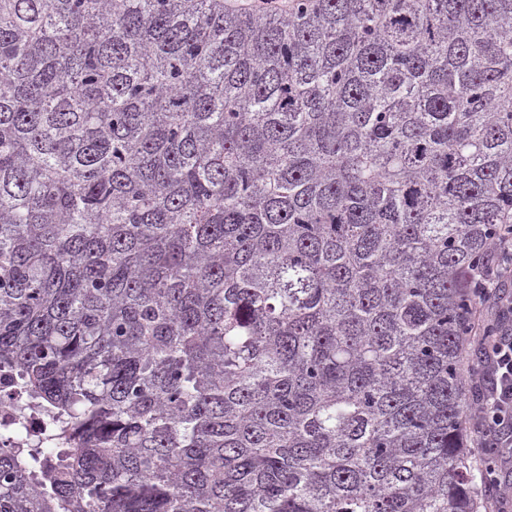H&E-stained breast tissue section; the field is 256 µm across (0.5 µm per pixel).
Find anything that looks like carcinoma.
Listing matches in <instances>:
<instances>
[{"mask_svg":"<svg viewBox=\"0 0 512 512\" xmlns=\"http://www.w3.org/2000/svg\"><path fill=\"white\" fill-rule=\"evenodd\" d=\"M512 0H0V512H477ZM15 368H0V447L64 448L56 423L37 410L25 408Z\"/></svg>","mask_w":512,"mask_h":512,"instance_id":"obj_1","label":"carcinoma"}]
</instances>
